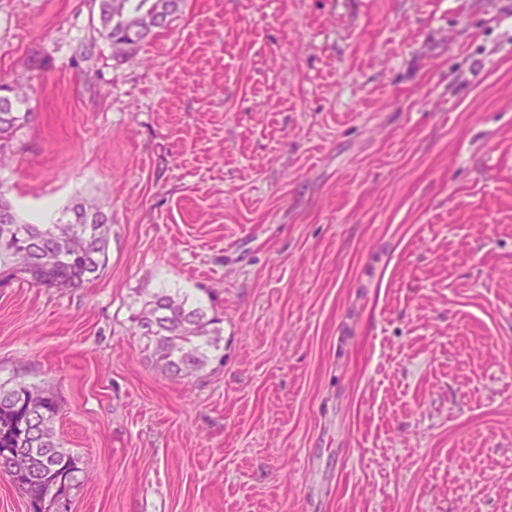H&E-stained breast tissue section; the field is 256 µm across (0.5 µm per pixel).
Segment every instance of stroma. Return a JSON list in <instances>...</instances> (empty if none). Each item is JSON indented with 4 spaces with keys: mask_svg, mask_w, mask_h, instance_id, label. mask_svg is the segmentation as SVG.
Masks as SVG:
<instances>
[{
    "mask_svg": "<svg viewBox=\"0 0 512 512\" xmlns=\"http://www.w3.org/2000/svg\"><path fill=\"white\" fill-rule=\"evenodd\" d=\"M97 28L0 0L32 109L0 192L112 219L99 278L0 286L67 512H512V0H183L127 59ZM139 288L220 318L195 376L131 334Z\"/></svg>",
    "mask_w": 512,
    "mask_h": 512,
    "instance_id": "35a3bbf8",
    "label": "stroma"
}]
</instances>
